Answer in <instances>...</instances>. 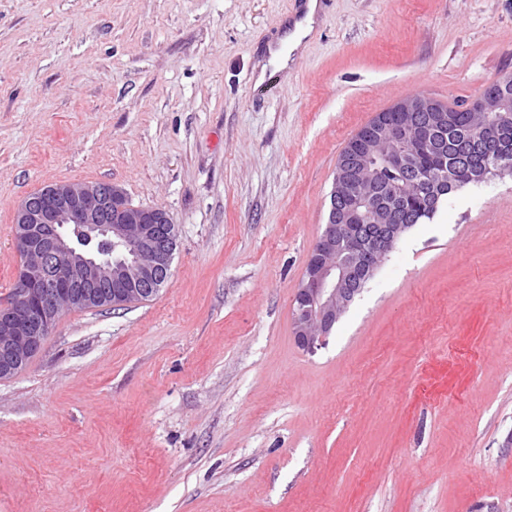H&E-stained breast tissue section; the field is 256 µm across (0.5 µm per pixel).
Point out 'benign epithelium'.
<instances>
[{"label": "benign epithelium", "instance_id": "benign-epithelium-1", "mask_svg": "<svg viewBox=\"0 0 512 512\" xmlns=\"http://www.w3.org/2000/svg\"><path fill=\"white\" fill-rule=\"evenodd\" d=\"M401 121L381 123L394 145L384 165L401 182L380 197L359 194L375 180V143L367 139L336 168L328 219L316 256L305 266L293 297V331L299 347L322 346L358 293L355 280L377 271L411 228L403 223L402 202L410 187L440 201L458 182L456 163L436 176H425L416 161V146H435L452 117L425 95L395 105ZM468 108L490 112L480 131L485 148L482 167L467 169L468 179L485 180L512 173V163L496 152L504 129L512 125V78L504 77L491 94L481 93ZM78 224L112 241V257L101 258L76 245L67 229ZM177 230L167 212L136 207L125 191L111 183H57L26 197L13 219L12 242L23 258L16 272L21 285L17 301L0 306V378L13 375L41 350L50 327L68 311L108 297L151 299L168 282L177 246ZM63 264L61 277L49 267Z\"/></svg>", "mask_w": 512, "mask_h": 512}]
</instances>
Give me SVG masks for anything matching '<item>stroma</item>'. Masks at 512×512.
<instances>
[{"instance_id": "obj_1", "label": "stroma", "mask_w": 512, "mask_h": 512, "mask_svg": "<svg viewBox=\"0 0 512 512\" xmlns=\"http://www.w3.org/2000/svg\"><path fill=\"white\" fill-rule=\"evenodd\" d=\"M0 0V304L13 216L108 182L178 231L152 300L63 314L0 379V512H512V176L413 226L316 353L291 300L339 155L512 74V0ZM318 0H308L305 5V14L301 19L294 21L293 28L284 35L276 47H269V63L276 66L277 71L288 70L293 52L299 48L302 41L314 30L315 16Z\"/></svg>"}]
</instances>
